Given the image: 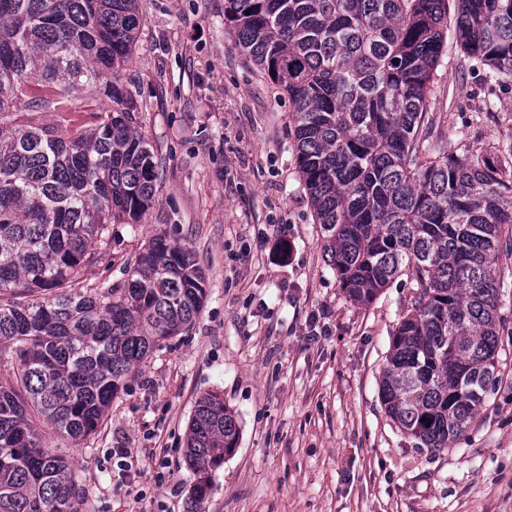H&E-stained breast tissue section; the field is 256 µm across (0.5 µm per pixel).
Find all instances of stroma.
<instances>
[{
    "instance_id": "35a3bbf8",
    "label": "stroma",
    "mask_w": 512,
    "mask_h": 512,
    "mask_svg": "<svg viewBox=\"0 0 512 512\" xmlns=\"http://www.w3.org/2000/svg\"><path fill=\"white\" fill-rule=\"evenodd\" d=\"M120 82L159 165L157 200L115 227L75 288L116 286L156 234L189 247L207 279L195 323L133 376L98 435L53 429L91 493L88 512H512V254L501 255L498 383L451 448L401 431L379 397L391 338L417 294L400 276L373 303L343 292L297 164L293 104L237 49L224 0H140ZM420 135L451 155L512 143V82L462 52L454 31ZM15 125L55 126L39 91ZM220 393L240 428L203 496L186 466L196 401ZM131 452L120 478L113 449Z\"/></svg>"
}]
</instances>
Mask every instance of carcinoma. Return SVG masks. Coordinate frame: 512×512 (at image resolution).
I'll use <instances>...</instances> for the list:
<instances>
[{
    "instance_id": "1",
    "label": "carcinoma",
    "mask_w": 512,
    "mask_h": 512,
    "mask_svg": "<svg viewBox=\"0 0 512 512\" xmlns=\"http://www.w3.org/2000/svg\"><path fill=\"white\" fill-rule=\"evenodd\" d=\"M456 2L460 48L512 81V0ZM142 23L138 0H0V120L29 83L65 112L85 85L112 98L88 131L0 125V512H78L86 490L37 423L76 445L94 438L206 296L192 250L163 234L123 285L72 289L112 225L138 223L156 200L154 151L118 76ZM224 23L293 102L299 169L348 298L369 304L397 277L416 279L380 398L403 432L451 447L497 381L512 178L483 152L417 162L448 0H225ZM238 440L224 397L201 396L187 467L209 474Z\"/></svg>"
}]
</instances>
